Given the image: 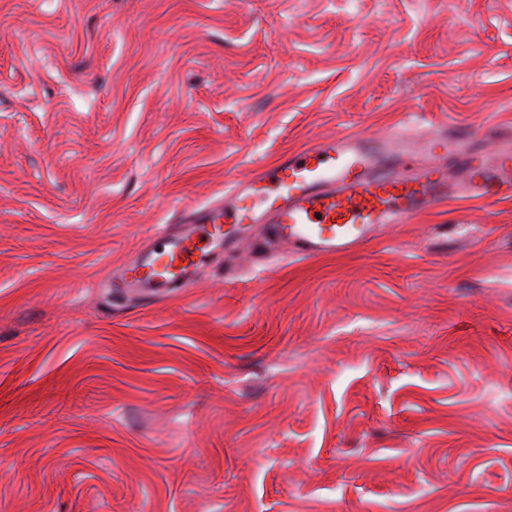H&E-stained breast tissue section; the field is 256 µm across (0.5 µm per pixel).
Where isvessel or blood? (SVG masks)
Here are the masks:
<instances>
[{"instance_id": "1", "label": "vessel or blood", "mask_w": 512, "mask_h": 512, "mask_svg": "<svg viewBox=\"0 0 512 512\" xmlns=\"http://www.w3.org/2000/svg\"><path fill=\"white\" fill-rule=\"evenodd\" d=\"M471 130L426 136L394 133L381 141L340 133L282 156L248 180L234 181L216 201L184 211L177 228H163L128 265L132 287L152 294L188 284L208 249L232 246L238 224H266L269 245H287L301 258L337 255L379 237L386 225L404 224L445 202L452 182L474 197L512 196V148L493 164L480 161ZM428 165L403 172L411 145Z\"/></svg>"}]
</instances>
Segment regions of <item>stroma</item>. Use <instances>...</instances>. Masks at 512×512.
Wrapping results in <instances>:
<instances>
[{
	"instance_id": "obj_1",
	"label": "stroma",
	"mask_w": 512,
	"mask_h": 512,
	"mask_svg": "<svg viewBox=\"0 0 512 512\" xmlns=\"http://www.w3.org/2000/svg\"><path fill=\"white\" fill-rule=\"evenodd\" d=\"M512 131V0H0V512H512V198L120 272L304 144Z\"/></svg>"
}]
</instances>
